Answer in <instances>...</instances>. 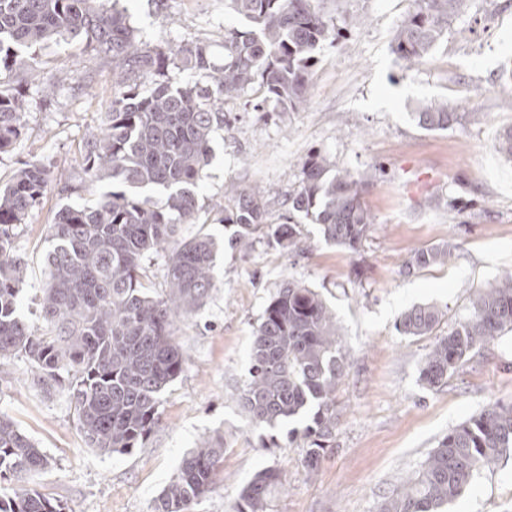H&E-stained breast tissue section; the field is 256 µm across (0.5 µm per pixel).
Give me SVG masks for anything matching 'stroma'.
Returning a JSON list of instances; mask_svg holds the SVG:
<instances>
[{
  "label": "stroma",
  "mask_w": 512,
  "mask_h": 512,
  "mask_svg": "<svg viewBox=\"0 0 512 512\" xmlns=\"http://www.w3.org/2000/svg\"><path fill=\"white\" fill-rule=\"evenodd\" d=\"M128 14L139 42L165 52L208 41L224 58V31L249 29L229 0H103ZM328 12L361 16L318 53L307 103L297 112L258 116L252 93L224 105V126L198 193L208 212L224 203V186L260 187L268 220L285 223L288 197L309 154L365 177L363 199L375 222L358 252L326 244L317 225L300 224L298 255L266 240L249 253L225 247L215 265L217 287L175 338L188 356L161 395L160 423L141 448L103 454L89 448L61 392L35 386L27 363L0 369V413L50 458L34 486L64 512H151L183 455L203 438L223 436L227 451L210 493L195 512H231L261 469L279 471L268 512H378L400 482L418 470L438 442L487 407L512 403V332L481 348L440 387L420 369L436 336L447 335L476 291L512 272V162L495 149L512 126V0H467L443 41L421 63L406 66L392 50L412 0H323ZM40 77L14 75L24 123L0 154V179L22 162L54 174L82 173L81 147L118 88L112 60L100 47L60 40L36 48ZM71 72L60 80V72ZM447 103L461 120L445 130L415 121L418 105ZM108 183L65 197L48 188L17 238L25 283L20 311L38 324L35 295L44 278L45 236L65 204L87 203ZM454 243L446 264L406 274L420 248ZM316 291L335 313L348 367L336 390L339 421L317 471L303 465L306 440L289 429L249 424L237 394L250 368L249 349L264 309L283 280ZM443 313L436 336H405L402 314L415 305ZM443 512H512V451L480 470Z\"/></svg>",
  "instance_id": "obj_1"
}]
</instances>
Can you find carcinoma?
<instances>
[{
  "mask_svg": "<svg viewBox=\"0 0 512 512\" xmlns=\"http://www.w3.org/2000/svg\"><path fill=\"white\" fill-rule=\"evenodd\" d=\"M321 0H231L253 29H224V62L210 45L192 41L171 55L143 48L125 11L98 0H0V153L18 139L24 116L12 73L22 67L40 75L35 58L21 53L58 38L84 40L112 55V77L120 90L98 129L82 146L84 177L59 180V193H79L109 181L112 190L90 205H64L48 225L44 280L38 305L42 324L32 328L19 311L25 261L15 230L41 204L51 171L24 162L0 185V368L21 359L44 386L65 391L89 447L127 452L160 419L164 389L183 372L186 355L173 327L198 312L216 288L219 242L200 229L185 236L184 224L201 221L197 189L210 160V139L224 125V102L248 89L253 111L273 104L297 112L307 102L310 69L324 43L336 40L337 18ZM465 0H413L393 39V52L407 66L424 60L448 33ZM204 75L207 82L174 84L169 65ZM144 72L161 80L147 94L128 83ZM426 130H446L458 113L431 103L415 113ZM291 210L319 226L323 240L358 252L374 216L363 201L364 179L336 169L325 156L303 163ZM219 222L238 227L230 246L248 251L258 235L290 255L299 248L298 225L268 223L257 186L224 188ZM451 242L421 248L408 271L442 264ZM163 260L164 287L155 288L146 259ZM441 312L431 305L407 310L398 324L405 336H429ZM512 331V275L469 299L467 313L436 338L421 367V379L439 387L476 350ZM249 376L238 403L256 427H275L309 417L304 456L315 470L334 437L336 388L346 356L335 316L314 290L286 280L270 299L250 348ZM512 449V404H494L448 432L386 498L381 512H440L469 487L483 468ZM224 441L205 438L182 459L155 499L153 512H193L211 489L224 459ZM47 455L9 418L0 415V512H62L54 499L30 486L47 468ZM280 485L273 468L259 471L242 489L233 512H267Z\"/></svg>",
  "mask_w": 512,
  "mask_h": 512,
  "instance_id": "cac0c4a2",
  "label": "carcinoma"
}]
</instances>
